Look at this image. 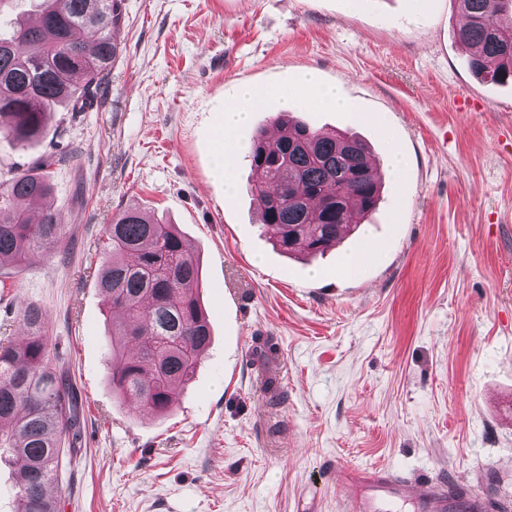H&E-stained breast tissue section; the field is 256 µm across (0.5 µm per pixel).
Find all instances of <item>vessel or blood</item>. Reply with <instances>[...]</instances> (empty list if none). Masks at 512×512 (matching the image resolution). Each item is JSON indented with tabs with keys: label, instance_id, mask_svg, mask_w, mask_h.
I'll use <instances>...</instances> for the list:
<instances>
[{
	"label": "vessel or blood",
	"instance_id": "1",
	"mask_svg": "<svg viewBox=\"0 0 512 512\" xmlns=\"http://www.w3.org/2000/svg\"><path fill=\"white\" fill-rule=\"evenodd\" d=\"M336 477L351 491V512H394L398 502L407 498L404 480L390 470L359 471L340 467ZM416 501L421 512H486L488 508L481 495L458 494L455 484L438 479L423 481Z\"/></svg>",
	"mask_w": 512,
	"mask_h": 512
}]
</instances>
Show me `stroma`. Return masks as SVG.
<instances>
[{
	"mask_svg": "<svg viewBox=\"0 0 512 512\" xmlns=\"http://www.w3.org/2000/svg\"><path fill=\"white\" fill-rule=\"evenodd\" d=\"M123 14L93 104L52 113L33 144L0 141L1 174L68 158L47 199L63 249L0 287V336L40 307L81 403V443L62 445L51 488L59 512H346L339 466L413 485L449 474L512 512V84L468 72L455 0H123ZM311 73L351 109L296 116L406 166L384 173L357 230L305 260L262 234L244 157L225 196L213 145L243 87L267 93L233 133L247 147L272 128L276 89ZM129 206L176 225L202 263L211 342L162 418L110 383L96 274Z\"/></svg>",
	"mask_w": 512,
	"mask_h": 512,
	"instance_id": "stroma-1",
	"label": "stroma"
}]
</instances>
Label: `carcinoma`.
Here are the masks:
<instances>
[{
  "instance_id": "obj_1",
  "label": "carcinoma",
  "mask_w": 512,
  "mask_h": 512,
  "mask_svg": "<svg viewBox=\"0 0 512 512\" xmlns=\"http://www.w3.org/2000/svg\"><path fill=\"white\" fill-rule=\"evenodd\" d=\"M0 0V139L38 141L51 112H82L118 56L113 33L122 0H38L40 23L3 21ZM463 23L457 39L466 66L486 84L512 80V0H456ZM253 139L250 193L274 245L288 255L317 256L372 213L380 196L376 165L359 137L311 128L289 112ZM44 153L0 182V267L21 268L60 243L61 217L51 210L31 221L32 207L52 191ZM108 251L97 283L112 312V391L129 408L163 415L191 384L211 341L198 290V259L175 225L137 207L121 210L106 230ZM23 339L0 337V460L13 469L14 512H58L47 494L62 439H81L80 403L63 374L49 364L41 309L25 306Z\"/></svg>"
}]
</instances>
